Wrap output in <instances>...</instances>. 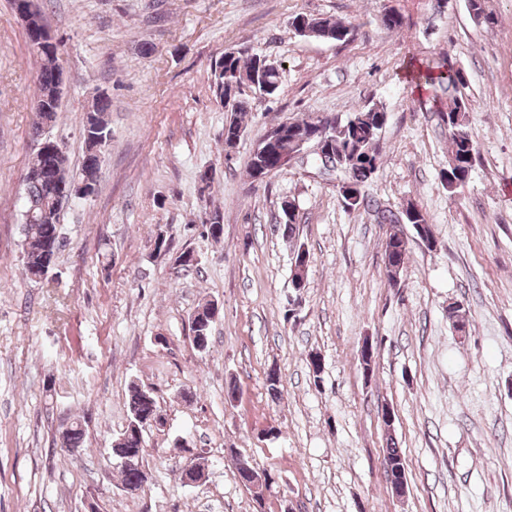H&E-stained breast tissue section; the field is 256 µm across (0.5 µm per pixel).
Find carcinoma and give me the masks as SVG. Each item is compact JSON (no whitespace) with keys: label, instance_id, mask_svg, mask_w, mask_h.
<instances>
[{"label":"carcinoma","instance_id":"carcinoma-1","mask_svg":"<svg viewBox=\"0 0 512 512\" xmlns=\"http://www.w3.org/2000/svg\"><path fill=\"white\" fill-rule=\"evenodd\" d=\"M18 3L25 7L34 22V28L26 30V38L29 49L40 60L34 93V129L38 134L43 127L53 125L57 118L58 109L51 101L57 89L55 69L60 58L51 55L49 46L43 44V29L48 27L46 0H10L13 7ZM465 6L476 23L488 26L496 24L497 18L488 10L487 0H465ZM292 25L301 37L334 42L340 47L351 44L357 38V29L340 20L297 14L293 17ZM419 78L425 84L436 86L440 90V93L434 95L433 101L436 102L435 111L448 127L449 143L448 165L441 172V179L448 193L454 195L459 190L456 182L461 180L456 171L460 170L465 176H470L478 153L477 143L469 130L468 103L463 94L468 77L463 69L450 63L446 69L436 74L429 71L419 75ZM245 88L252 93L249 100L241 98ZM279 89L277 70L271 65L264 66V58L250 54L246 49H229L224 52L222 60L215 61L211 67L210 90L224 104L225 111L229 112L224 123L225 145L237 146L238 133L245 129L244 116L261 110L264 104L262 96L273 97L278 94ZM110 106L108 97L102 96L94 103V111L86 115V123L91 125V133L100 135L105 141L110 138L106 119ZM384 116V109L374 104L344 118H336V134L332 135L336 140V147L325 154V157L317 158V163L323 173L334 175L336 179L356 187L354 201L349 202L344 196H339L345 210L363 211L373 216L377 223L389 225L384 243V268L388 281L397 282L408 263L406 240L400 225L420 224L429 229L432 225L417 204L408 202L410 211L406 218L403 212L388 209L365 191L366 185L372 181L383 164V156L380 155L377 144L385 126ZM84 143L82 169L77 176L70 173L68 157L64 153L44 158L34 155L28 162L29 171L45 167L49 171L43 182L26 179L27 192L22 204L21 248L27 275L39 274L45 262L53 260L61 247L60 217L63 206L57 194L58 185L75 186L94 181L97 167L94 143L89 139L84 140ZM278 164L279 159L274 154L263 156L253 153L248 162V174L253 179L257 168L273 169ZM209 310L210 305L206 304L194 312L197 323L194 331L205 348L210 345L213 325ZM128 413V423L118 447L133 449V457L138 459V463L120 468L124 485L138 480L139 465L146 463L148 456V445L135 428L137 418L161 416L154 393L137 385L131 386L129 392ZM84 439L85 429L81 423L75 421L65 428L62 446L78 449L83 446Z\"/></svg>","mask_w":512,"mask_h":512}]
</instances>
